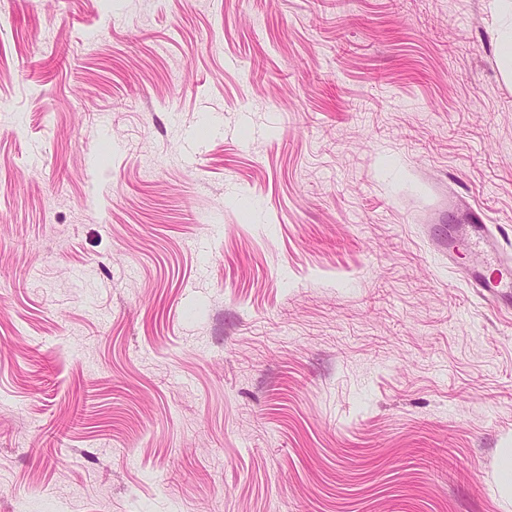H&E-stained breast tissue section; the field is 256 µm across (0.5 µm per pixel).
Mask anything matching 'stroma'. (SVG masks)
<instances>
[{"instance_id": "stroma-1", "label": "stroma", "mask_w": 512, "mask_h": 512, "mask_svg": "<svg viewBox=\"0 0 512 512\" xmlns=\"http://www.w3.org/2000/svg\"><path fill=\"white\" fill-rule=\"evenodd\" d=\"M490 0H0V512H512ZM495 224L481 211L470 210L461 222L448 225V268L458 273L476 297L493 310L512 309V255L505 253ZM468 262L458 261L461 251ZM493 478L500 494L505 498L512 496V448L497 450L493 465Z\"/></svg>"}]
</instances>
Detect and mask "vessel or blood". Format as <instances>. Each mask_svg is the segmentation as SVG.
<instances>
[{"label": "vessel or blood", "mask_w": 512, "mask_h": 512, "mask_svg": "<svg viewBox=\"0 0 512 512\" xmlns=\"http://www.w3.org/2000/svg\"><path fill=\"white\" fill-rule=\"evenodd\" d=\"M448 266L494 310L512 309V255L505 253L482 212L465 213L448 227Z\"/></svg>", "instance_id": "1"}]
</instances>
